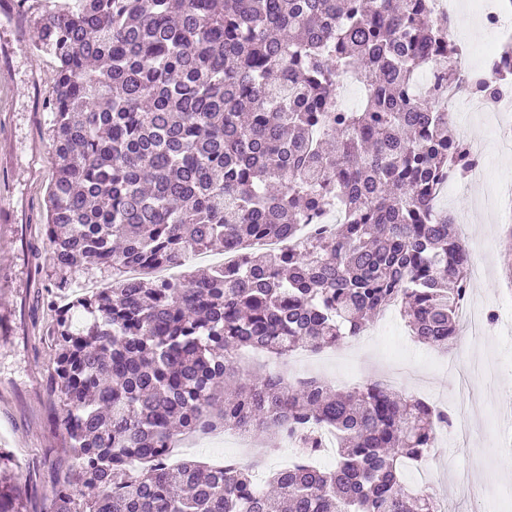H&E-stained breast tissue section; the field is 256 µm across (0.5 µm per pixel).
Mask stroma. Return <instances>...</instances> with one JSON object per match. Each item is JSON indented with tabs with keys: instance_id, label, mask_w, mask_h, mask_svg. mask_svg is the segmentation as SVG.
<instances>
[{
	"instance_id": "stroma-1",
	"label": "stroma",
	"mask_w": 512,
	"mask_h": 512,
	"mask_svg": "<svg viewBox=\"0 0 512 512\" xmlns=\"http://www.w3.org/2000/svg\"><path fill=\"white\" fill-rule=\"evenodd\" d=\"M36 39L34 26H27L24 42L14 45L6 65L10 82L0 89V108L11 114L8 131L17 145L13 168L19 218L35 227L46 221L52 141L45 106L55 77V63L35 51ZM453 120L454 130L465 128L483 139V156L492 163L483 183L459 182L451 195L437 201L439 210L461 216V223L454 226L456 233L472 249L473 260L488 266L486 275L470 285L472 299L483 306L485 333L451 370L445 365L447 352L414 341L395 311L370 323L363 336L344 341L336 354L354 356L357 380L373 381L380 374L397 372L399 392L449 411L455 408L460 380L471 378L468 433L442 431L428 463L447 512H512V414L505 410L506 397H512V222L501 221L489 206L512 186V150H501L500 136L490 133L482 115L458 112ZM42 285V302L33 310L29 335H0V383L32 388L12 413L0 416V434L8 439L7 450L27 481L29 512H43L65 458L63 449L45 447L43 441L54 409L46 396L53 364L47 338L51 318L45 306L53 288L47 278ZM252 438L256 447L248 452L207 439L191 456L209 464L240 457L266 474L282 468V440L266 432L253 433ZM461 472L472 475L477 485L474 494L456 490Z\"/></svg>"
}]
</instances>
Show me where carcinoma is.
I'll return each mask as SVG.
<instances>
[{
    "mask_svg": "<svg viewBox=\"0 0 512 512\" xmlns=\"http://www.w3.org/2000/svg\"><path fill=\"white\" fill-rule=\"evenodd\" d=\"M34 21L56 61L45 234L70 461L48 512H438L402 474L447 412L379 381L247 379L237 352L337 346L393 306L420 342L456 343L470 259L434 202L475 158L438 103L461 80L495 99L508 76L459 74L433 0H46ZM333 210L328 233L253 249ZM226 246L237 263L153 276ZM218 428L288 431L274 493L242 463H168L174 438ZM25 494L0 452V512Z\"/></svg>",
    "mask_w": 512,
    "mask_h": 512,
    "instance_id": "obj_1",
    "label": "carcinoma"
}]
</instances>
